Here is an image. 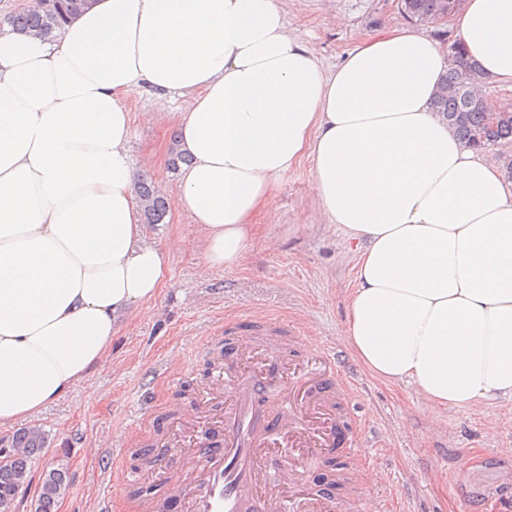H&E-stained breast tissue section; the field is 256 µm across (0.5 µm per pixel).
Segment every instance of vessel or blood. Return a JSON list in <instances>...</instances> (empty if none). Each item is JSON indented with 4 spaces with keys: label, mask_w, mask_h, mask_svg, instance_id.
<instances>
[{
    "label": "vessel or blood",
    "mask_w": 512,
    "mask_h": 512,
    "mask_svg": "<svg viewBox=\"0 0 512 512\" xmlns=\"http://www.w3.org/2000/svg\"><path fill=\"white\" fill-rule=\"evenodd\" d=\"M283 344L278 336L240 337L232 345L236 360L215 368L211 393L224 400L221 437L206 448L177 449L180 459L198 464L191 482L168 470L160 477L162 484L177 488L183 512H330L328 494L296 485V472L315 470L335 451L353 470L365 458L357 435L336 415L334 402L348 395L350 386L335 366L300 372L293 379L292 405L272 411L267 396L277 383L276 372L263 364L247 371L240 361L260 347L277 356ZM273 453L281 461L277 490L262 483Z\"/></svg>",
    "instance_id": "obj_1"
}]
</instances>
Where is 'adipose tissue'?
Segmentation results:
<instances>
[{
  "label": "adipose tissue",
  "instance_id": "ef3b65f1",
  "mask_svg": "<svg viewBox=\"0 0 512 512\" xmlns=\"http://www.w3.org/2000/svg\"><path fill=\"white\" fill-rule=\"evenodd\" d=\"M455 38L512 90V0H463ZM448 67L422 27L323 66L287 0H94L61 31L0 33V426L33 422L168 281L139 218L126 104L179 101L177 202L204 270H236L276 178L309 162L356 241L346 341L430 406L512 398V187L432 103Z\"/></svg>",
  "mask_w": 512,
  "mask_h": 512
}]
</instances>
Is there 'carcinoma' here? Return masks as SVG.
Masks as SVG:
<instances>
[{"mask_svg":"<svg viewBox=\"0 0 512 512\" xmlns=\"http://www.w3.org/2000/svg\"><path fill=\"white\" fill-rule=\"evenodd\" d=\"M444 0H404L403 6L423 24L434 22L440 15ZM86 0H50L37 10H15L0 18V27L12 32H36L49 36L60 30L69 19L85 9ZM450 60L441 86L434 100V110L454 129L459 139L475 150H483L502 143H512V111L506 113L495 128L490 130L487 140H475L478 131L486 127L485 99L475 95L472 87L479 79L476 66L464 59L460 43L453 42ZM190 162L188 155L172 140L168 168L176 172ZM141 217L145 224H163L170 205L151 182L140 180L138 191ZM46 443L45 431L36 425L18 432L11 442V458L0 463V505H11L23 489L28 464L40 454ZM70 483L62 467L46 471L37 499L35 512H56L58 502L66 494Z\"/></svg>","mask_w":512,"mask_h":512,"instance_id":"cac0c4a2","label":"carcinoma"}]
</instances>
